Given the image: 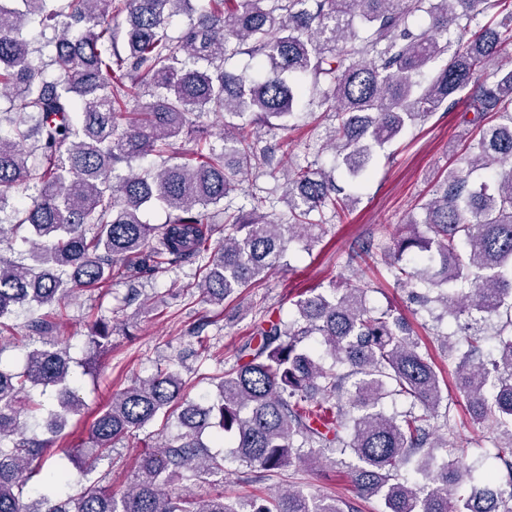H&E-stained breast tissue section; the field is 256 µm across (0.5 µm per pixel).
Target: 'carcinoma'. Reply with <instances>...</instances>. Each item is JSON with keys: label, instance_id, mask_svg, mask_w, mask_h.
<instances>
[{"label": "carcinoma", "instance_id": "1", "mask_svg": "<svg viewBox=\"0 0 512 512\" xmlns=\"http://www.w3.org/2000/svg\"><path fill=\"white\" fill-rule=\"evenodd\" d=\"M491 0H0V96L14 117L0 126V223L27 228L30 263L0 259V330L15 309L47 312L29 322L36 343L19 371L0 366V512H239L224 495H174L168 486L190 469L205 479L224 475V456L199 439L217 424L233 456L250 468L281 469L294 460L315 465L327 455L354 460L347 476L358 494L377 498L382 512H512L490 473L472 484L455 457L465 447L439 430L450 428L444 384L429 352L392 309L367 306L366 289L333 281L294 301L291 319H268L216 377L218 401L180 403L183 382L169 366L112 395L93 421L88 445L71 457L86 474L117 442L144 430L158 415L176 416L180 433L149 446L137 459L138 481L116 496L110 487L62 498L67 473L47 462L68 418L80 412L72 388L69 345L58 335L63 309L76 295L113 276L158 273L200 262L197 283L217 305L281 266L294 239L316 241L326 212L344 213L356 197L313 163L283 171L288 223L266 211L268 198L251 195L249 210L233 208L240 177L267 160L262 129H288L308 79L332 101L336 125L325 148L355 185L369 172L374 148L395 140L433 112L467 97L475 127L448 175L411 216L394 248L372 246L357 257L383 262L422 307L442 309L460 327L467 351L456 386L472 420L497 433L498 459L512 480V67L497 66L491 81L476 75L512 44V24L470 30ZM125 14L123 28L112 13ZM189 17L179 38L170 19ZM360 20L364 32L354 29ZM33 20L61 29L51 63L32 57L22 27ZM247 54L257 74L224 68ZM445 64L425 83L431 62ZM152 101L136 112L127 102ZM224 115L221 149L208 142L191 115ZM191 141L198 160L165 163L135 174L145 155L173 158ZM42 164H28L30 153ZM35 188L30 203L15 193ZM158 204L167 224L142 222ZM222 208L224 237L211 244L210 209ZM505 315L498 347L484 354L478 324ZM90 368L109 350L104 320L87 323ZM311 336L333 362L306 345ZM40 386L56 404L43 414L47 437L29 434L18 404ZM410 400L402 415L388 413L387 394ZM182 404L179 413L172 407ZM443 448L445 455L424 449ZM415 464L429 484L400 478ZM42 489L24 501L27 482ZM251 512H356L350 501L299 489L252 501Z\"/></svg>", "mask_w": 512, "mask_h": 512}]
</instances>
